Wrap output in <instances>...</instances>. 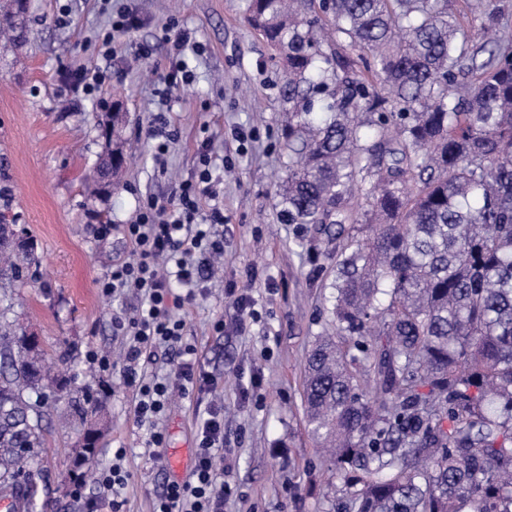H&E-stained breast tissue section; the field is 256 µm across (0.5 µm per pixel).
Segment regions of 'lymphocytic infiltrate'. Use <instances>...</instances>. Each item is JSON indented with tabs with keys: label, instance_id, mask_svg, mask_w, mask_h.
<instances>
[{
	"label": "lymphocytic infiltrate",
	"instance_id": "obj_1",
	"mask_svg": "<svg viewBox=\"0 0 512 512\" xmlns=\"http://www.w3.org/2000/svg\"><path fill=\"white\" fill-rule=\"evenodd\" d=\"M214 187L210 145H203L200 169L167 200L146 197L130 223L122 225L132 246L127 258L113 265L99 282L103 296L133 294L131 316L117 320L127 338L123 376L136 388L134 416L149 425L146 448H161L165 434L157 421L174 390L210 395L218 380L206 371L196 345L183 339L184 322L174 310L207 297L215 258L224 254V212ZM169 359L168 373L148 372L158 355ZM196 452L187 480L164 485L152 512H224L233 487L224 480V406L208 400L197 415ZM125 449L112 452L110 465L99 469L95 482L101 494L91 498L86 484L74 479L70 494L85 501L88 512H122V493L130 477Z\"/></svg>",
	"mask_w": 512,
	"mask_h": 512
}]
</instances>
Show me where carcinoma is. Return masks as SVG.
Segmentation results:
<instances>
[{
    "label": "carcinoma",
    "mask_w": 512,
    "mask_h": 512,
    "mask_svg": "<svg viewBox=\"0 0 512 512\" xmlns=\"http://www.w3.org/2000/svg\"><path fill=\"white\" fill-rule=\"evenodd\" d=\"M283 64L285 224L338 226L334 331L308 352L337 512H512V5L246 0ZM498 32L475 43L466 28ZM367 228L359 234L356 225ZM0 304V497L34 512L46 390ZM89 431L72 474L88 478Z\"/></svg>",
    "instance_id": "obj_1"
}]
</instances>
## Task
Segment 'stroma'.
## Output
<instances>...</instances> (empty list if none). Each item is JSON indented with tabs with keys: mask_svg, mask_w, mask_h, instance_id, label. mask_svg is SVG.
<instances>
[{
	"mask_svg": "<svg viewBox=\"0 0 512 512\" xmlns=\"http://www.w3.org/2000/svg\"><path fill=\"white\" fill-rule=\"evenodd\" d=\"M25 42L0 48V222L12 225L33 253L19 280L0 275V290L36 336L47 362H67L73 386H103L96 417L103 435L97 466L127 450L131 480L125 512H151L167 481L187 479L195 454L197 396L174 392L160 422L162 459L144 455L145 431L134 418V391L119 370L99 371L86 354L120 359L125 343L112 322L132 298L102 296L99 280L129 246L120 232L98 238L100 224L128 223L141 199L169 198L190 179L204 138L221 163L213 169L223 195L224 258L207 299L180 310L185 338L207 370L220 377L224 402V478L237 492L226 512H336L341 483L310 435L302 402L306 356L331 318L336 242L312 225L280 223L272 196L287 171L280 142L286 105L283 74L245 20L246 0H27ZM134 13L138 26L116 35L110 56L94 46L112 7ZM199 43L187 54L193 78L166 89L171 68L160 41L169 19ZM106 71L95 98L76 100L69 74ZM122 100L127 166L120 186L95 196L86 187L105 149V100ZM164 117L177 139L156 164L143 129ZM250 285L257 319L241 320L224 295L229 283ZM223 318L224 332L212 323ZM67 392L51 394L43 423L40 502L47 512H86L68 494L81 422L58 426L70 412Z\"/></svg>",
	"mask_w": 512,
	"mask_h": 512,
	"instance_id": "obj_1",
	"label": "stroma"
}]
</instances>
